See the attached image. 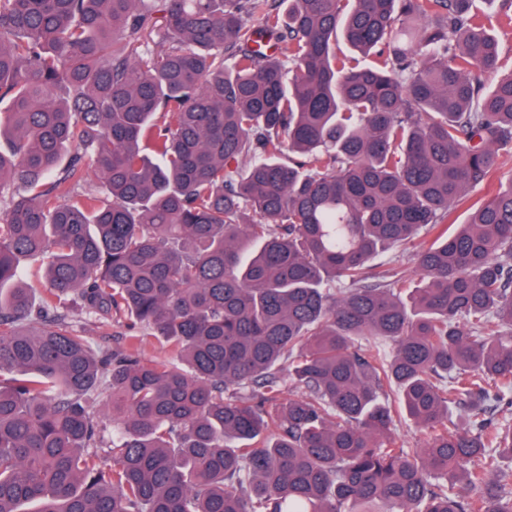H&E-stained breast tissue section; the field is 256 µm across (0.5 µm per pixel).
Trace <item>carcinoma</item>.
Wrapping results in <instances>:
<instances>
[{
  "instance_id": "obj_1",
  "label": "carcinoma",
  "mask_w": 512,
  "mask_h": 512,
  "mask_svg": "<svg viewBox=\"0 0 512 512\" xmlns=\"http://www.w3.org/2000/svg\"><path fill=\"white\" fill-rule=\"evenodd\" d=\"M142 2L0 0V512H512V178L473 197L512 67L476 0ZM78 325L84 331L88 339L105 350H122L125 348L126 325L129 323L127 316L112 319L110 324H101L94 318L80 315L77 318Z\"/></svg>"
}]
</instances>
